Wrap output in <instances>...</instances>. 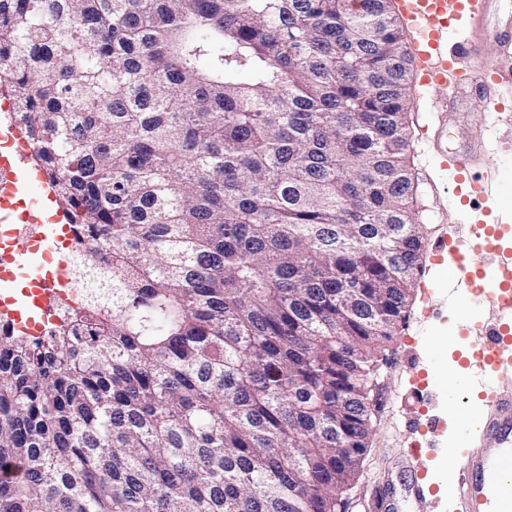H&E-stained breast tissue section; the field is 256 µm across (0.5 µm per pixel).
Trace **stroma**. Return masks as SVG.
I'll return each mask as SVG.
<instances>
[{
    "label": "stroma",
    "mask_w": 512,
    "mask_h": 512,
    "mask_svg": "<svg viewBox=\"0 0 512 512\" xmlns=\"http://www.w3.org/2000/svg\"><path fill=\"white\" fill-rule=\"evenodd\" d=\"M447 88L423 90L413 82L408 122L409 165L417 176L416 218L423 226V273L412 291L405 320L386 346L371 394L377 402L372 433L359 475L345 493V512H374L375 497L399 493L398 470H428L434 482L452 484L455 470L446 466L449 450L460 445L456 406L448 395L474 334L461 330L460 315L468 298L449 299L448 273L453 256L436 257L432 244L452 237L460 224H496L512 218V80L498 84L496 106L463 94L461 114L448 118V149L457 151L469 132L490 127L494 139L488 153L474 162L476 172L494 191L472 206L461 205L451 190L454 170L447 158L426 147L428 101L447 96Z\"/></svg>",
    "instance_id": "obj_1"
}]
</instances>
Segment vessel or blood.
Here are the masks:
<instances>
[{"label":"vessel or blood","instance_id":"b4317fda","mask_svg":"<svg viewBox=\"0 0 512 512\" xmlns=\"http://www.w3.org/2000/svg\"><path fill=\"white\" fill-rule=\"evenodd\" d=\"M492 0H399L402 14L412 23L411 46L424 86L445 83L449 71L458 70L462 62H475L480 70L472 75L469 88L484 95L486 88L503 79H512V20L491 24L488 9ZM468 18L471 31L467 37L449 39L448 26ZM494 52H487V44ZM489 137L478 136L466 142L451 161L456 170L454 191L458 196L477 200L484 187L473 171L469 159L483 152ZM0 168L14 171L21 190H37L41 201L24 214L26 222L46 226L45 243L56 235L51 225L63 219V209L56 193L44 183L41 172L21 168L16 157L0 149ZM512 239L511 224L463 225L455 242L439 239L434 243L437 256L454 253L455 267L448 274V285L466 295L486 298L488 308L480 321L462 315L464 324L472 325L479 341L467 357L470 377L467 391L481 392L485 400L479 418H465L464 454H449L448 459L458 474L451 487L453 495L463 499L468 512H512V391L501 390L504 375H512V249L504 246ZM481 256L480 265L465 263L467 253ZM0 278L19 280L30 297L29 304L14 311L17 324L44 317L56 288L65 286L64 264L44 267L22 274L20 266L0 269ZM429 484L426 478L408 474L400 483L399 494L379 502L384 512H419Z\"/></svg>","mask_w":512,"mask_h":512}]
</instances>
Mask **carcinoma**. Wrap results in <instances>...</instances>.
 I'll use <instances>...</instances> for the list:
<instances>
[{"label": "carcinoma", "mask_w": 512, "mask_h": 512, "mask_svg": "<svg viewBox=\"0 0 512 512\" xmlns=\"http://www.w3.org/2000/svg\"><path fill=\"white\" fill-rule=\"evenodd\" d=\"M391 0H0L81 308L0 335V512H337L422 272Z\"/></svg>", "instance_id": "cac0c4a2"}]
</instances>
